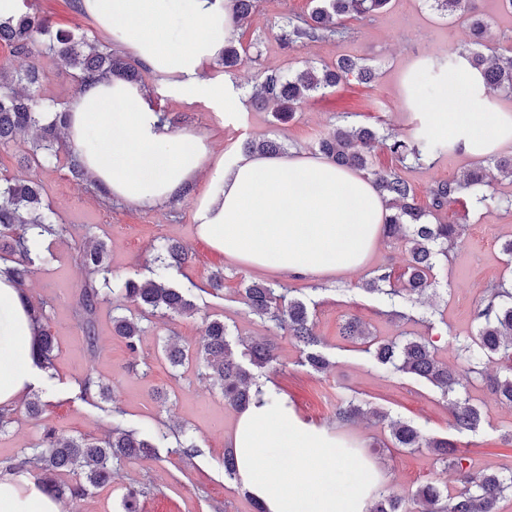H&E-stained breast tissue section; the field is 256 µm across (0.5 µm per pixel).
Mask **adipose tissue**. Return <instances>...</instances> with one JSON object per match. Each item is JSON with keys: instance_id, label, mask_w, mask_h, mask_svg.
<instances>
[{"instance_id": "ef3b65f1", "label": "adipose tissue", "mask_w": 512, "mask_h": 512, "mask_svg": "<svg viewBox=\"0 0 512 512\" xmlns=\"http://www.w3.org/2000/svg\"><path fill=\"white\" fill-rule=\"evenodd\" d=\"M83 7L162 83L191 99L210 85L202 61L224 52L232 0H83ZM460 95H441L430 127L454 150L481 159L512 145V113L489 112L477 71L463 69ZM68 141L96 182L141 208L183 198L199 175L210 190L195 218L199 237L246 267L319 282L366 264L381 237L385 209L372 182L321 156L290 152L214 154L207 135L176 131L143 88L100 81L72 104ZM35 325L19 288L0 263V410L11 408L32 376ZM238 477L267 512H366L383 483L373 465L348 496L336 485L346 464L325 431L302 427L270 383H261L230 438ZM295 451L292 470L276 451ZM0 512H61L25 474L0 476Z\"/></svg>"}]
</instances>
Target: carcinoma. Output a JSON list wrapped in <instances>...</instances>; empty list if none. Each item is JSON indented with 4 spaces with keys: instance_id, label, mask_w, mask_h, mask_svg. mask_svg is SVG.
<instances>
[{
    "instance_id": "cac0c4a2",
    "label": "carcinoma",
    "mask_w": 512,
    "mask_h": 512,
    "mask_svg": "<svg viewBox=\"0 0 512 512\" xmlns=\"http://www.w3.org/2000/svg\"><path fill=\"white\" fill-rule=\"evenodd\" d=\"M388 0H309L310 8L300 22H288V31L282 35L289 48L326 36L344 33L345 18L365 19L384 8ZM24 9L17 19L0 23V42L9 46L15 56L31 57V66L16 72L0 62V146L5 147L20 132H31L32 145L25 157L26 166H39L57 158L62 146V132L70 126L71 115L63 109L48 122L42 118V104L35 89L44 75L41 59L60 60L72 69L78 84L88 79L122 80L136 83L141 80L142 63H131L112 52V48L85 35L68 31L50 33L39 16L34 0H23ZM256 0H233V24L249 20ZM240 53L233 38L224 46L221 64L228 73L239 63ZM480 73L487 96L512 94V51L499 54L493 62L479 52L464 47L454 55L439 59L434 68L448 71V76L459 73L460 63ZM367 80L370 68L351 59L334 65H308L290 76L277 73L266 75L258 92L249 100L255 110L274 106V117L279 121L290 119L296 109L317 93L336 87L349 76ZM382 145L399 163L410 158L421 159L423 154H438L451 149L445 138L432 137L420 143L406 141L396 134L381 135L365 125H338L318 143V151L337 167L359 171L369 177L384 204L387 215L383 236L400 237L408 244V258L404 271L394 277L391 267L381 265L369 273L361 289L376 294L391 307L392 314L404 317L403 309L416 304L433 286L434 270L439 257H448V246L461 238L462 224H433L429 216L456 201L469 190L487 183L486 166L479 163L462 175L440 181L430 190L429 203L422 207L416 200L410 183L394 170H376L371 163L374 148ZM245 152L277 154L282 150L273 139L242 143ZM67 169L71 177L90 186L99 202L111 204L106 188L92 180L87 168L78 160L73 149L66 147ZM42 184L32 178L0 176V249L18 256L11 273L18 286L26 288L32 279L36 261L41 256L35 246L46 236H55L66 227L53 222L54 212L43 198ZM189 260L187 249L178 242H167L145 259L150 277L128 278L116 297L115 309H124L132 302L140 307L142 315L129 318L112 317V328L127 349L138 351L145 332L142 322L151 318L166 320L175 316H192L196 304L187 298L184 289L176 288L159 271L180 267ZM76 262L85 277L76 299L75 315L81 325L87 348L95 352L98 334L95 315L99 304L108 296L112 268L107 261L104 242L79 249ZM244 303L251 315L265 323L285 330L292 336L302 353V363L316 372L331 366L330 359L321 351L323 341L314 330L307 304L292 295V289L281 284L253 283L244 288ZM38 324L33 336L34 359L44 370L51 367L54 339L41 327L43 310H32ZM478 328L473 336L456 339L461 366L451 368L435 356L434 341L429 338H409L401 342L377 341L359 321L351 319L341 326L340 334L348 340L367 344V352L375 361L391 372L424 379L450 399V429L474 432L480 428L483 414L469 396V387L477 382L487 385L498 401L512 405V375L489 378L482 364L495 357L512 361V289L492 288L477 314ZM230 331L220 319L209 321L201 341L191 347L168 342L162 352L169 363L183 366L198 362V375L219 386L227 405L244 411L252 401L255 374L277 361L274 347L265 340H255L245 350L236 353L230 344ZM81 393L112 397L109 387L94 373L80 380ZM369 415L378 422L388 419L380 408L364 409L353 399L336 404V421L349 424ZM391 437L397 448L426 447L455 470L462 483V491L455 497L444 494L436 483L417 488L414 501L422 505L421 512H498V504L512 489V475L506 477L488 470L477 471L467 465L456 443L444 437L425 438L408 421L390 422ZM157 446L134 429L115 427L103 439L90 435L68 436L52 428L43 430L38 445L24 455L18 466L32 474L35 485L42 492L71 502L82 501L92 491L109 484L114 468L132 458L150 459L156 456ZM77 472L80 479L67 486H59L55 476ZM369 512H409L402 496L381 492L374 497Z\"/></svg>"
}]
</instances>
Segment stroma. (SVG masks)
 <instances>
[{
	"mask_svg": "<svg viewBox=\"0 0 512 512\" xmlns=\"http://www.w3.org/2000/svg\"><path fill=\"white\" fill-rule=\"evenodd\" d=\"M36 7L51 30L84 34L105 43L112 40L109 32L71 0H36ZM308 7L309 0H258L248 22L233 31L240 51L234 75L225 76L215 61H203L201 77L219 87L231 84L238 105L225 107L220 94L186 101L175 89L158 85L147 71L144 87L152 103L173 119L175 130L206 133L212 149L229 161L247 139L270 138L286 150L317 154L319 140L342 118L351 125H373L398 135L417 136L415 122L432 111L441 87L421 81L411 86L407 78L418 73L426 60L467 45L466 17L448 16L433 0H389L371 18L347 20L344 37L284 48L281 36L289 19L304 16ZM473 13L489 26L490 51L512 49V11L502 0H475ZM344 57L371 67L372 82L363 84L348 77L338 87L305 101L286 122L276 121L270 111L249 108L248 100L265 74H285L306 65L318 67ZM39 94L45 108L68 106L77 94L71 69L60 61L46 64ZM27 150L24 135L0 148V170L41 180L54 220L66 230L43 240V259L37 262L27 289L30 304L44 307L43 325L55 338L53 366L36 370L31 387L48 406L40 416L30 418L23 414L24 401L15 403L20 418L0 432V462L21 459L38 444L46 428L67 435L102 436L112 428L111 408L117 405L124 411L126 425L156 439L157 455L124 463L110 485L93 491L77 505L65 506L64 512H117L122 492L143 483L150 484L151 490L140 497L138 512H213L216 503L221 504L222 512H251L247 491L224 474V450L236 411L225 404L219 389L198 376L194 366L173 370L161 353L169 334L192 345L201 339L207 320L220 318L233 336H271L278 346L279 362L259 370L260 379L276 386L302 424L326 430L358 448L383 474L385 490L409 498L421 484L433 481L448 495L461 491L453 471L437 462L429 449L394 447L387 425L364 420L352 425L336 422L337 402L353 399L412 422L425 437L450 433L448 400L439 390L411 376L387 372L366 353L364 344L345 340L340 327L354 318L380 340L429 337L437 346L438 359L457 365L455 339L474 334L475 316L484 303L486 288L502 279L512 281V261L502 251L503 243L512 239V181L494 178L491 189L503 200L497 209L476 206L467 194L436 213V220L464 225L465 231L448 262L436 268L437 284L419 305V320L407 322L380 315L378 298L359 288L378 266L403 270L407 251L401 242L380 239L367 266L330 283L316 287L306 280L289 279V287L311 302L315 332L332 362L328 371L318 373L301 365L300 349L286 332L268 329L243 303L248 285L275 281V273L242 266L213 252L199 238L195 210L207 190L206 181H199L191 198L179 203L142 209L116 202L107 208L84 185L72 181L66 157L44 168L29 169L23 163ZM473 164L472 158L447 151L419 164L407 162L400 173L414 187L418 202L425 205L437 182L461 175ZM99 240L108 246L111 285L116 289L126 278L145 276L143 260L154 248L169 240L185 245L192 253L191 262L182 270L169 271L167 279L173 286L189 289L198 314L149 324L133 354L113 337L112 305L102 302L96 313L98 347L88 351L74 318L83 280L75 255L79 248ZM219 268L224 271V290L213 296L207 291L208 281ZM88 372L111 387V401L81 396L78 381ZM469 395L481 407L484 421L477 432L458 435L462 453L474 469L512 473V446L501 442L502 434L512 430V408L496 402L479 383L471 386ZM162 431L168 432V439H159ZM181 439L192 440L196 454L188 457L177 452Z\"/></svg>",
	"mask_w": 512,
	"mask_h": 512,
	"instance_id": "stroma-1",
	"label": "stroma"
}]
</instances>
